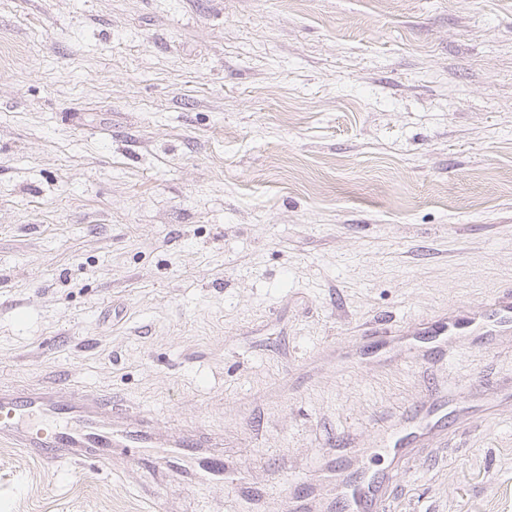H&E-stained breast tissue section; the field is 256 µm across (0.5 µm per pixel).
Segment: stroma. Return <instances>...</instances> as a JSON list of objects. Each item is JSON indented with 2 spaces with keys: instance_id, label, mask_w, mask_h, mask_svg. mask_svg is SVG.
Listing matches in <instances>:
<instances>
[{
  "instance_id": "1",
  "label": "stroma",
  "mask_w": 512,
  "mask_h": 512,
  "mask_svg": "<svg viewBox=\"0 0 512 512\" xmlns=\"http://www.w3.org/2000/svg\"><path fill=\"white\" fill-rule=\"evenodd\" d=\"M508 292L512 0H0L1 385L223 437L259 512L434 393L393 512H512ZM0 512L248 510L0 444ZM512 329V306L508 303L495 309L488 317V321L479 324L476 329L488 333L495 329Z\"/></svg>"
}]
</instances>
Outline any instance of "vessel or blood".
Segmentation results:
<instances>
[{
    "label": "vessel or blood",
    "instance_id": "1",
    "mask_svg": "<svg viewBox=\"0 0 512 512\" xmlns=\"http://www.w3.org/2000/svg\"><path fill=\"white\" fill-rule=\"evenodd\" d=\"M113 415L110 397L81 394L62 377L49 386H0V442H11L42 461H91L108 466L119 448L170 446L176 453L166 460V470L181 471L190 464L204 480L224 481V462L211 438L185 429L164 439L148 421L116 429ZM411 444L408 437L395 442L388 451L387 470L362 465L343 482L344 496L339 503L328 504V512H390L393 479L412 459Z\"/></svg>",
    "mask_w": 512,
    "mask_h": 512
}]
</instances>
